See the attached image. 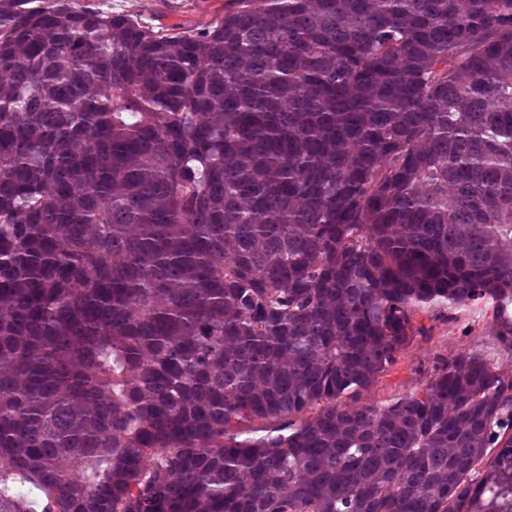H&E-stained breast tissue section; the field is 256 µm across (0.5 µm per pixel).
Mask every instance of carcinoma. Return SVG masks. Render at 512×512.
<instances>
[{
  "label": "carcinoma",
  "instance_id": "carcinoma-1",
  "mask_svg": "<svg viewBox=\"0 0 512 512\" xmlns=\"http://www.w3.org/2000/svg\"><path fill=\"white\" fill-rule=\"evenodd\" d=\"M0 512H512V0L0 12ZM76 9L94 7L127 16L161 34H180L224 17L226 0H70ZM456 323L439 326L429 341H415L409 347L401 365L385 376L374 391L373 400H382L393 393L410 390L415 381L408 372L411 362L431 361L433 354L474 351L483 354L495 353L489 340V319L480 308L460 312Z\"/></svg>",
  "mask_w": 512,
  "mask_h": 512
}]
</instances>
